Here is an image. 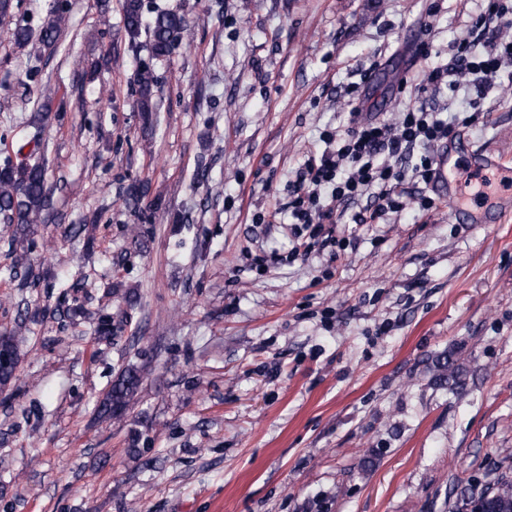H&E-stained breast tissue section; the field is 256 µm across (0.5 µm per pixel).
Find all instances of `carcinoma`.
<instances>
[{
	"label": "carcinoma",
	"instance_id": "cac0c4a2",
	"mask_svg": "<svg viewBox=\"0 0 512 512\" xmlns=\"http://www.w3.org/2000/svg\"><path fill=\"white\" fill-rule=\"evenodd\" d=\"M123 25L130 40H136L141 31L149 34V49L154 59L168 56L176 43L187 32L185 18L174 9L157 10L150 21H145L144 0H121ZM67 0H48L47 20L39 33L40 42L46 47L58 44L67 23ZM139 110L145 123L152 120L154 112L153 93L157 79L153 69L143 64L138 69ZM56 92L45 89L41 104L31 114L28 131L17 151L0 162V220L12 227L9 245L19 249L8 271L11 281L21 288H27L45 279L46 272L34 263L31 253L36 247L33 238L34 226L45 221L50 205L51 185L49 183V162L43 133L51 120ZM149 194L144 182L131 184L126 191L128 203L133 207ZM40 320V312L29 307L17 311L16 328L0 336V385H8L15 377L18 365L16 338L30 331L29 325ZM438 380L448 386V390L458 394L463 390L459 372L455 367L453 353L436 360ZM142 372L135 366L123 368L112 381L105 396L96 405V415L100 422L110 423L124 416L135 400L142 385ZM458 501L474 512V509L489 501L495 512H512V479L502 474L488 483L481 491L472 488L461 491Z\"/></svg>",
	"mask_w": 512,
	"mask_h": 512
}]
</instances>
